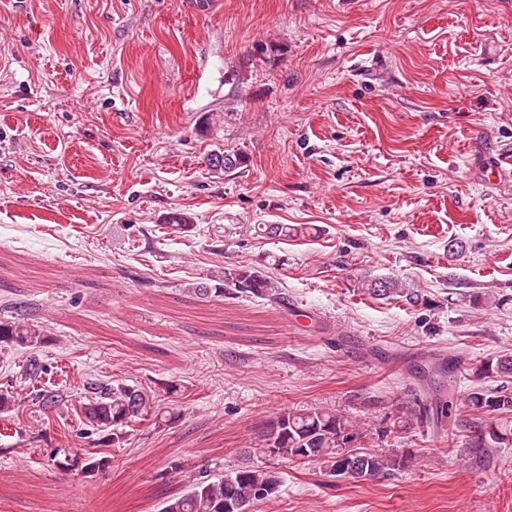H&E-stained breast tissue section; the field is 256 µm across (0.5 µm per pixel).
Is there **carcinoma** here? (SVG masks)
I'll return each mask as SVG.
<instances>
[{
  "label": "carcinoma",
  "mask_w": 512,
  "mask_h": 512,
  "mask_svg": "<svg viewBox=\"0 0 512 512\" xmlns=\"http://www.w3.org/2000/svg\"><path fill=\"white\" fill-rule=\"evenodd\" d=\"M245 159L238 153L221 151L210 154L209 166L217 172H229L239 168ZM166 225L175 233H188L193 222L184 213H171ZM313 228L308 224H264L258 232L282 240L306 237ZM245 297H260L273 303L286 304L277 283L265 271L249 266L226 269L200 281L189 288L200 299L224 296V290ZM362 290L375 300H401L417 306L423 301L421 292L407 287L400 279L368 278L361 284ZM47 342V336L34 324L24 306L14 302L10 315L0 320V346L26 348L30 355L21 365L19 377L29 383V402L44 419H50L62 405L59 392L37 385L44 372V365L37 357V349ZM458 370L450 359L435 357L430 371L441 378H453ZM512 377V355H500L475 367L473 375L479 380L492 375ZM80 396L66 405L67 419L61 421V436L67 437L69 423L91 428L101 438L94 448L83 453V458L64 456L57 461L61 468L81 465V473L94 477L103 473L110 464L107 447L120 443L135 431L138 424L148 422L163 427L178 414L161 410L159 394L121 379L103 380L95 376L80 380ZM16 380L10 378L0 385V413H9L20 406ZM461 407L468 418L454 419V424L465 423L473 433L469 445L473 448H509L512 433L496 426L491 415L512 412V392L506 389L488 390L472 386L459 393L453 385L421 396L414 394L397 407L391 428H355L343 414L328 408L315 407L285 412L270 419L257 448L245 451L244 462L227 471L214 472L205 467L192 476L182 493L170 496L161 503L159 512H224V501L232 500L243 512H253V507L276 497L282 477L273 473L263 460L274 457L279 461H291L298 466L314 465L325 476L354 481H364L402 471L415 460L410 448H381L390 434L408 433L415 428L442 427L450 417V410ZM262 459L256 464L252 458Z\"/></svg>",
  "instance_id": "obj_1"
}]
</instances>
